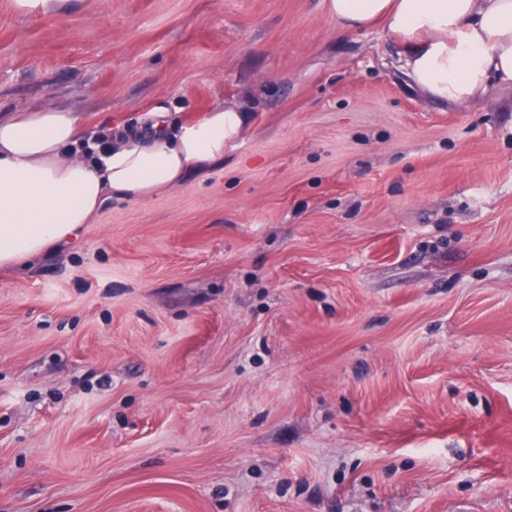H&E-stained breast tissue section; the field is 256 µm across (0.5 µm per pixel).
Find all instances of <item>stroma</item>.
I'll use <instances>...</instances> for the list:
<instances>
[{
	"label": "stroma",
	"mask_w": 512,
	"mask_h": 512,
	"mask_svg": "<svg viewBox=\"0 0 512 512\" xmlns=\"http://www.w3.org/2000/svg\"><path fill=\"white\" fill-rule=\"evenodd\" d=\"M326 0H0V114L224 159L0 269V512H512V88Z\"/></svg>",
	"instance_id": "1"
}]
</instances>
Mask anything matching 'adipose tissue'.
<instances>
[{"mask_svg":"<svg viewBox=\"0 0 512 512\" xmlns=\"http://www.w3.org/2000/svg\"><path fill=\"white\" fill-rule=\"evenodd\" d=\"M345 29L382 23L407 83L437 102L471 105L491 85L512 86V0H327ZM149 113V139L117 137L75 153L80 118L56 107L0 116V267L38 258L76 236L109 199H150L201 164L223 160L246 118L218 105L166 125Z\"/></svg>","mask_w":512,"mask_h":512,"instance_id":"ef3b65f1","label":"adipose tissue"}]
</instances>
